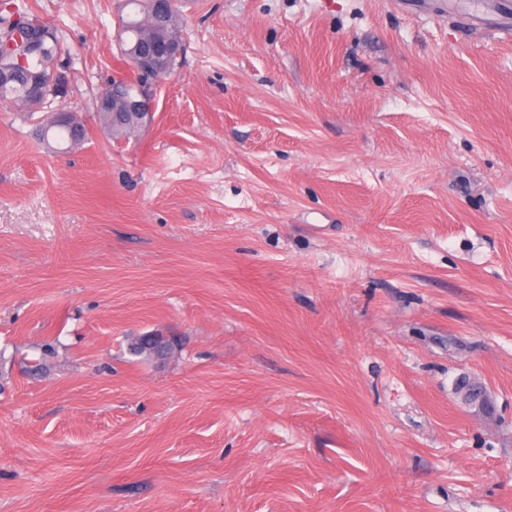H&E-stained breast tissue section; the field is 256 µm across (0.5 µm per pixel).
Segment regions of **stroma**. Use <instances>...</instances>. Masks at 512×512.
Here are the masks:
<instances>
[{
    "label": "stroma",
    "instance_id": "stroma-1",
    "mask_svg": "<svg viewBox=\"0 0 512 512\" xmlns=\"http://www.w3.org/2000/svg\"><path fill=\"white\" fill-rule=\"evenodd\" d=\"M500 2L180 0L116 142L121 0H0L90 132L0 110V512H512V42L464 20ZM117 83H119V80L106 85L98 93L95 98L97 106L106 105L110 101L111 96L115 94ZM122 112H126L123 99H111L108 107L98 108L95 112L100 127L115 140L129 139L142 129V126L129 116L122 117L121 115L125 114ZM50 116L46 119H43L42 125L38 124L36 128V134L38 138L44 143H46L48 146H51L50 141H53L57 145L68 144V146L72 149L73 147L79 145L80 143L88 139V129L82 120H78V124L81 127V140L75 141L73 133H71L69 130L62 129L58 126L48 127Z\"/></svg>",
    "mask_w": 512,
    "mask_h": 512
}]
</instances>
